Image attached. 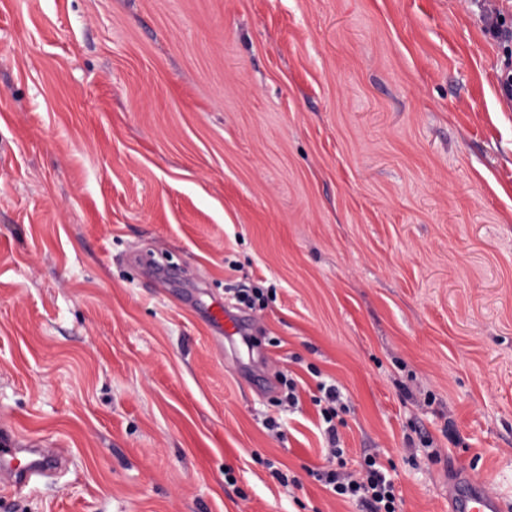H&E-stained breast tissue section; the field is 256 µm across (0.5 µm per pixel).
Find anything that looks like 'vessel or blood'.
Returning a JSON list of instances; mask_svg holds the SVG:
<instances>
[{
	"mask_svg": "<svg viewBox=\"0 0 512 512\" xmlns=\"http://www.w3.org/2000/svg\"><path fill=\"white\" fill-rule=\"evenodd\" d=\"M212 322L223 333L225 341L242 336L241 320L215 305L210 313ZM66 459L64 449L44 452L39 448H24L11 435H0V482L19 489L32 477L50 476ZM450 512H507L508 506L487 482L454 472L448 479Z\"/></svg>",
	"mask_w": 512,
	"mask_h": 512,
	"instance_id": "1",
	"label": "vessel or blood"
}]
</instances>
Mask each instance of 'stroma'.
Instances as JSON below:
<instances>
[{"mask_svg": "<svg viewBox=\"0 0 512 512\" xmlns=\"http://www.w3.org/2000/svg\"><path fill=\"white\" fill-rule=\"evenodd\" d=\"M496 5L0 0V428L68 451L0 512H359L308 474L321 381L402 512L452 467L512 501ZM211 321L218 327V329L224 334V341L229 344L234 343V336L243 335V323L241 320L227 311H224V307L216 303L212 311L210 312Z\"/></svg>", "mask_w": 512, "mask_h": 512, "instance_id": "35a3bbf8", "label": "stroma"}]
</instances>
